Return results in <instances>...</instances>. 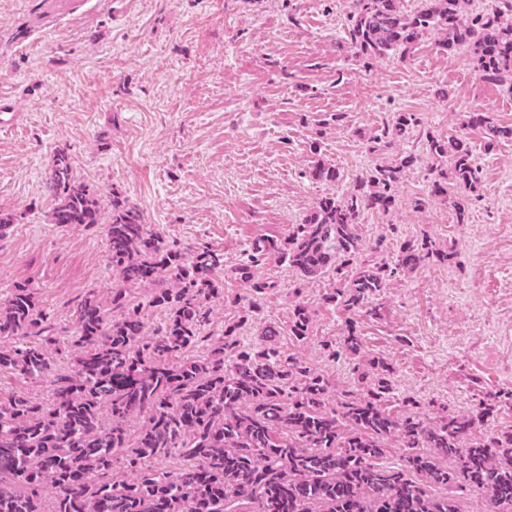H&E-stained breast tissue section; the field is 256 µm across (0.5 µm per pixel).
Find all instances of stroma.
<instances>
[{"label":"stroma","instance_id":"stroma-1","mask_svg":"<svg viewBox=\"0 0 512 512\" xmlns=\"http://www.w3.org/2000/svg\"><path fill=\"white\" fill-rule=\"evenodd\" d=\"M348 11L349 0H0V99L19 114L0 131V213L12 218L0 231V298L29 284L64 340L74 306L117 283L102 225L52 221L47 174L64 147L102 205L137 208L184 251L223 252L209 341L235 327L241 344L291 351L340 392L384 360L396 397L416 401L427 424L512 388V142L485 149L466 126L475 111L512 125V86L486 82L469 50L442 51L431 32L406 59L364 65L345 38ZM399 112L419 125L373 152L371 136ZM432 135L474 145L482 181L465 196L467 223L449 204L412 205L430 169L448 164L427 153ZM410 153L395 207L361 220L362 253L381 237L427 236L455 257L397 275L378 298L386 317L360 320V355L335 359L321 345L347 329L323 304L332 274L303 280L267 259L254 273L275 287L258 308L225 305L243 291L235 269L255 239L286 238L319 198ZM320 162L337 181L311 178ZM298 304L313 316L301 343L286 332Z\"/></svg>","mask_w":512,"mask_h":512}]
</instances>
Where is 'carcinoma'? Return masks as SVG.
Masks as SVG:
<instances>
[{
  "instance_id": "1",
  "label": "carcinoma",
  "mask_w": 512,
  "mask_h": 512,
  "mask_svg": "<svg viewBox=\"0 0 512 512\" xmlns=\"http://www.w3.org/2000/svg\"><path fill=\"white\" fill-rule=\"evenodd\" d=\"M464 2L418 0L405 11L400 0H350L348 44L368 62L394 51L404 58L433 30L442 50L470 49L485 81L512 79V0L469 15ZM418 123L399 112L370 140L403 138ZM467 125L489 147L512 142V126L487 112L470 113ZM427 151L450 158V169H431L427 195L415 205L451 199L456 223H465L458 197L481 183L472 142L432 137ZM414 162L412 155L380 160L348 194L320 198L288 238L256 240L238 279L259 299L275 284L255 279L252 267L271 255L304 279L332 270L336 287L325 305L382 318L370 301L396 273L453 259L426 237L400 242L388 262L359 257L358 220L394 208L395 187ZM310 175L339 178L321 163ZM48 180L54 223H102L100 201L75 181L66 150L56 151ZM106 242L122 287L106 297L92 292L73 308L68 344L55 346L46 335L48 314L27 284L0 302V377L36 383L55 375L43 400L0 396V512H462L458 496L473 491L486 494L492 512H512V428L478 431L512 391L427 427L411 401L393 396L380 360L331 408L328 377L275 348L255 351L229 339L231 328L207 355L187 359L210 323L207 300L219 295L213 273L224 253L206 247L187 256L116 200ZM145 284L159 286L151 304L166 312L155 334L141 305L126 300L128 288ZM312 328L309 310L295 306L288 335L302 341ZM362 346L348 327L344 351L356 355ZM62 355L71 367L58 373ZM394 448L407 450L399 467L383 463ZM116 462L131 478L116 476Z\"/></svg>"
}]
</instances>
